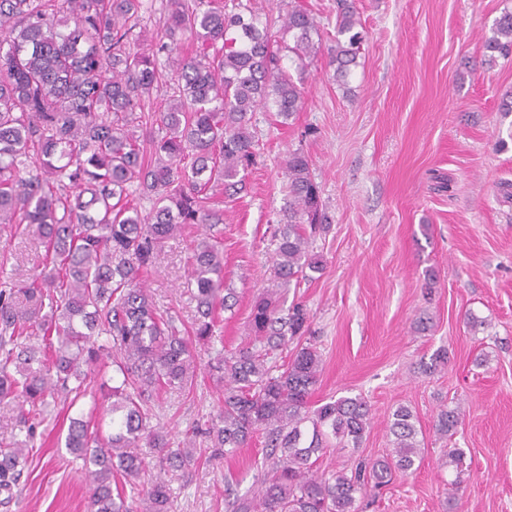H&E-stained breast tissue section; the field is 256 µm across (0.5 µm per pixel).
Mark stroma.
<instances>
[{"instance_id": "stroma-1", "label": "stroma", "mask_w": 512, "mask_h": 512, "mask_svg": "<svg viewBox=\"0 0 512 512\" xmlns=\"http://www.w3.org/2000/svg\"><path fill=\"white\" fill-rule=\"evenodd\" d=\"M365 40L347 85L333 80L328 52L303 74L298 112L280 122L254 116L255 159L239 199L211 191L223 211L226 283L237 304L222 312L225 352L242 347L254 295L280 288L272 271L274 229L285 203V161L301 150L328 217L311 238L320 268L283 290L303 302L321 355L310 407L359 395L373 420L359 447L336 448L318 473L355 468L390 446L386 423L412 410L425 437L422 461L396 474L359 512H512V57L482 65L484 42L506 0H354ZM192 239L169 240L143 283L161 309L191 322L186 288ZM41 260L32 238L0 226V279L22 280ZM436 283L426 288V272ZM483 321L470 329L467 313ZM426 330H418L419 318ZM448 364L424 373L437 349ZM224 385L199 359L186 392L161 393L153 410L172 441L216 409ZM459 406L452 439L435 432ZM43 431L29 471L0 512H88L92 480ZM464 451L449 494V448ZM265 457L253 441L230 458L200 461L191 480L165 479L175 512H228L225 486L252 495Z\"/></svg>"}]
</instances>
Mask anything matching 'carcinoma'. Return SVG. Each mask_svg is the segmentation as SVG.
I'll use <instances>...</instances> for the list:
<instances>
[{"mask_svg":"<svg viewBox=\"0 0 512 512\" xmlns=\"http://www.w3.org/2000/svg\"><path fill=\"white\" fill-rule=\"evenodd\" d=\"M163 26L148 39L134 34L145 0H0V224L33 235L45 264L22 285L0 282V404L17 409L18 433L0 444V492L13 497L28 468L40 425L58 424L51 401L75 404L87 395L111 401V432L69 419L64 446L94 480L89 512H173L171 489L159 478L137 479L155 460L161 471L187 475L192 439L172 446L151 401L166 389L192 386L196 349L209 350L217 315L237 303L224 282L223 243L209 233L192 248L187 287L195 302L191 328L161 310L139 282L167 239L192 226L213 229L223 214L208 191L245 190L240 171L255 157L253 117L273 109L286 121L297 112L302 86L281 65L270 25L251 0H161ZM330 63L346 84L357 65L363 33L348 0H338ZM284 49L298 68L321 43L316 18L299 5L283 17ZM142 46L131 47L133 36ZM198 44L183 54V40ZM495 55L512 54V9L506 7L485 41ZM176 64L171 76L158 60ZM165 89V109L145 110ZM165 135L144 139L139 128ZM288 201L272 257L275 277L299 287L319 269L310 234L325 221L308 157L288 153ZM151 203L142 212L135 200ZM249 342L208 367L224 382L217 414L192 435L232 456L261 438L266 465L260 488L240 496L226 485L230 512H357L358 500L381 489L394 471L416 470L424 439L414 415L398 407L388 425L392 448L348 472L315 473L331 448H357L372 420L361 396H344L309 410L321 358L305 304L285 308L275 291L252 299ZM112 343V373L100 369L96 389L83 367L98 363ZM288 360L279 361L286 348ZM460 412L443 408L435 432L457 433Z\"/></svg>","mask_w":512,"mask_h":512,"instance_id":"carcinoma-1","label":"carcinoma"}]
</instances>
